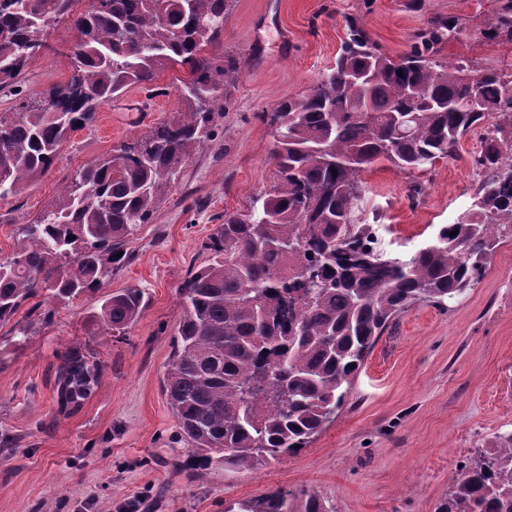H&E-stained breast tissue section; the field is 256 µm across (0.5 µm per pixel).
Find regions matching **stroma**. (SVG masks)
Listing matches in <instances>:
<instances>
[{"instance_id":"stroma-1","label":"stroma","mask_w":512,"mask_h":512,"mask_svg":"<svg viewBox=\"0 0 512 512\" xmlns=\"http://www.w3.org/2000/svg\"><path fill=\"white\" fill-rule=\"evenodd\" d=\"M267 0H233L224 32L207 56L240 62L229 100L213 114L214 140L180 169L169 197L130 248L132 259L103 289L51 300L49 320L19 317L0 326V512H224L226 503L276 488L308 487L335 512H435L471 450L512 432V242L493 255L483 279L447 310L418 304L400 315L367 357L334 422L306 448L247 472L210 469L197 478L162 390L182 317L179 288L205 266L202 243L225 214L246 211L273 182L277 135L268 114L334 66L349 23L396 56L434 17L465 25L441 59L476 68L512 67V44L484 38L496 0H278L276 23H259ZM296 43L281 55L277 25ZM50 52L29 63L13 88L0 89V113L19 99L66 82L68 22L50 26ZM187 68L166 69L155 83L152 115L99 106L95 122L73 132L50 171L15 198L0 200V256L17 250L18 225L57 198L90 160L148 133L180 112L177 86ZM481 129L462 141L457 158L412 174L388 162L363 174L358 223L372 225L389 257H408L438 225L466 211L478 177L471 156ZM423 193L409 202L408 187ZM140 289L144 311L123 336L94 335L92 315L106 295ZM24 343H14L18 327ZM102 365L97 387L76 409H60L56 370L70 347Z\"/></svg>"}]
</instances>
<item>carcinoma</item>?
Here are the masks:
<instances>
[{"label":"carcinoma","instance_id":"obj_1","mask_svg":"<svg viewBox=\"0 0 512 512\" xmlns=\"http://www.w3.org/2000/svg\"><path fill=\"white\" fill-rule=\"evenodd\" d=\"M0 0V87L48 48L46 28L70 21V79L0 113V199L43 177L99 104L150 87L174 65L183 111L82 167L0 258V323L30 299L69 300L103 287L130 259L129 243L173 191L182 165L212 137L219 90L238 65L202 55L219 41L231 0ZM464 32L435 18L391 57L352 23L333 67L270 113L278 133L274 182L247 211L224 215L202 244L210 261L184 282L183 315L163 381L198 470L250 471L306 447L336 419L377 339L419 302L440 309L484 277L512 237V71L439 60ZM487 37L512 44V0H498ZM367 103L372 118L356 108ZM485 125L471 163L480 181L455 223L407 259L386 258L373 225L354 223L362 174L384 160L404 172L453 159ZM456 235H450V232ZM142 292L105 296L93 325L121 336ZM101 364L77 348L60 356L61 407H77ZM224 512H334L311 488H279ZM435 512H512V433L476 448Z\"/></svg>","mask_w":512,"mask_h":512}]
</instances>
